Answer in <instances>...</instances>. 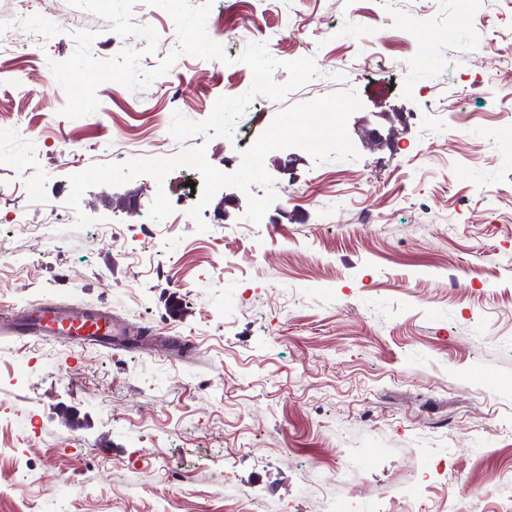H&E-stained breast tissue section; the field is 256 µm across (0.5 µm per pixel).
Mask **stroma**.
<instances>
[{"instance_id": "1", "label": "stroma", "mask_w": 512, "mask_h": 512, "mask_svg": "<svg viewBox=\"0 0 512 512\" xmlns=\"http://www.w3.org/2000/svg\"><path fill=\"white\" fill-rule=\"evenodd\" d=\"M46 5L58 36L34 55L0 48V512H448L512 483V0H213L207 32L230 64L184 55L147 88L102 83L75 119L48 66L74 33L100 59L146 42ZM251 42L320 74L186 147L231 173L281 104L354 92L357 159L301 150L284 174L271 152L277 199L256 234L242 226L261 187L215 194L206 231L183 220L203 191L188 167L88 189L78 233L47 209L113 141L166 150L173 113L201 122L249 92ZM160 189L173 212L154 224ZM17 216L50 241L6 230ZM46 301L108 307L140 343L13 336ZM347 448L360 454L337 469Z\"/></svg>"}]
</instances>
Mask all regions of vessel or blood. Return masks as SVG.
Wrapping results in <instances>:
<instances>
[{
	"label": "vessel or blood",
	"instance_id": "vessel-or-blood-1",
	"mask_svg": "<svg viewBox=\"0 0 512 512\" xmlns=\"http://www.w3.org/2000/svg\"><path fill=\"white\" fill-rule=\"evenodd\" d=\"M14 333L80 341L108 349L126 343L124 330L117 325L111 310L103 306L63 310L47 302L37 308L30 323L15 328Z\"/></svg>",
	"mask_w": 512,
	"mask_h": 512
}]
</instances>
